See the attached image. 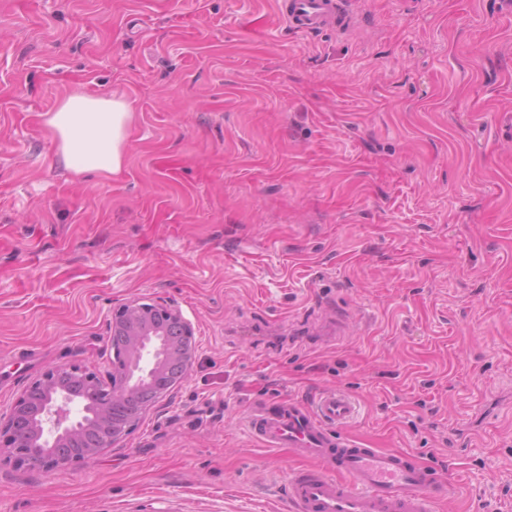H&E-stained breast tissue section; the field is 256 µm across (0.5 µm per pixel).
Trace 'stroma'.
Here are the masks:
<instances>
[{
  "instance_id": "obj_1",
  "label": "stroma",
  "mask_w": 512,
  "mask_h": 512,
  "mask_svg": "<svg viewBox=\"0 0 512 512\" xmlns=\"http://www.w3.org/2000/svg\"><path fill=\"white\" fill-rule=\"evenodd\" d=\"M0 0V410L46 368L112 369V312L171 302L187 381L92 464L0 459V512H291L303 462L261 400L361 403L343 435L512 512V6ZM123 98L122 172L73 180L42 124ZM345 330L329 336L328 310ZM350 5L349 0H283L280 15L286 27L293 31H340L355 17Z\"/></svg>"
}]
</instances>
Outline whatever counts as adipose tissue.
Instances as JSON below:
<instances>
[{
    "mask_svg": "<svg viewBox=\"0 0 512 512\" xmlns=\"http://www.w3.org/2000/svg\"><path fill=\"white\" fill-rule=\"evenodd\" d=\"M132 112L120 98L74 88L45 113L43 125L59 165L76 178L93 173L108 180L121 173Z\"/></svg>",
    "mask_w": 512,
    "mask_h": 512,
    "instance_id": "ef3b65f1",
    "label": "adipose tissue"
}]
</instances>
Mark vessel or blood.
<instances>
[{"mask_svg": "<svg viewBox=\"0 0 512 512\" xmlns=\"http://www.w3.org/2000/svg\"><path fill=\"white\" fill-rule=\"evenodd\" d=\"M287 28L312 33L340 30L354 18L350 0H282ZM358 400L330 389L313 404L259 402L247 418L248 431L266 446L288 448L310 459V467L286 478L293 512H434L447 483L402 451H382L337 435L354 420Z\"/></svg>", "mask_w": 512, "mask_h": 512, "instance_id": "obj_1", "label": "vessel or blood"}]
</instances>
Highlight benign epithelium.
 <instances>
[{"label": "benign epithelium", "instance_id": "benign-epithelium-1", "mask_svg": "<svg viewBox=\"0 0 512 512\" xmlns=\"http://www.w3.org/2000/svg\"><path fill=\"white\" fill-rule=\"evenodd\" d=\"M126 336L118 384L78 365L51 366L32 379L0 413V451L44 469L89 464L133 430L124 410L142 386L163 398L185 382L196 357L194 327L181 310L160 300L133 298L113 310L110 334Z\"/></svg>", "mask_w": 512, "mask_h": 512}]
</instances>
